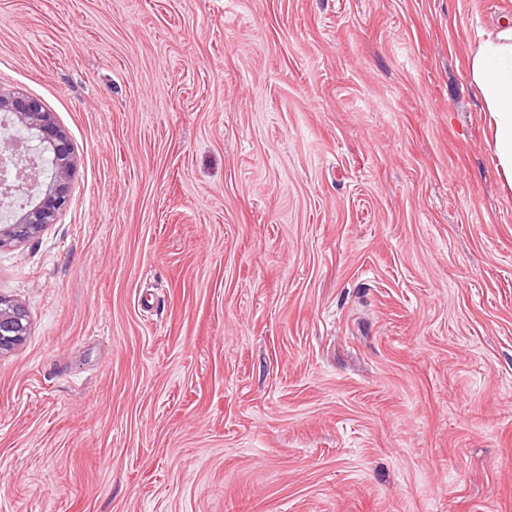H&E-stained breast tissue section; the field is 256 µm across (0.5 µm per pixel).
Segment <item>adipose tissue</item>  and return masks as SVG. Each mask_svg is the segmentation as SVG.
Segmentation results:
<instances>
[{
  "instance_id": "ef3b65f1",
  "label": "adipose tissue",
  "mask_w": 512,
  "mask_h": 512,
  "mask_svg": "<svg viewBox=\"0 0 512 512\" xmlns=\"http://www.w3.org/2000/svg\"><path fill=\"white\" fill-rule=\"evenodd\" d=\"M469 67L488 114L492 151L512 188V28L479 43L470 54Z\"/></svg>"
}]
</instances>
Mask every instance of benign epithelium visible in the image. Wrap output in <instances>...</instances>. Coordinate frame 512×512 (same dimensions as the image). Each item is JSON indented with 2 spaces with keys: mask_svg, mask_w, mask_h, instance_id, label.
<instances>
[{
  "mask_svg": "<svg viewBox=\"0 0 512 512\" xmlns=\"http://www.w3.org/2000/svg\"><path fill=\"white\" fill-rule=\"evenodd\" d=\"M0 112H8L13 122L38 141L30 152L39 161L31 162L21 173L23 185L33 192V201L25 211L12 210L13 193L20 187L0 184V208L11 210L0 224V248L26 241L46 225L55 223L68 200L75 161L66 133L56 124L52 113L33 99L14 92L0 91ZM27 331V315L18 305L0 297V352L16 347Z\"/></svg>",
  "mask_w": 512,
  "mask_h": 512,
  "instance_id": "benign-epithelium-1",
  "label": "benign epithelium"
}]
</instances>
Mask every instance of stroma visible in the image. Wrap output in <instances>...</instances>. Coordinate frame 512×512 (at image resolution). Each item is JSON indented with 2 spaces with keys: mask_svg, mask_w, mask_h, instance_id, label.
Masks as SVG:
<instances>
[{
  "mask_svg": "<svg viewBox=\"0 0 512 512\" xmlns=\"http://www.w3.org/2000/svg\"><path fill=\"white\" fill-rule=\"evenodd\" d=\"M512 0H0L76 159L0 249V512H512ZM469 67L488 112L498 168L512 188V28L479 43L470 54ZM26 331L25 311L0 297V352L16 347L27 334Z\"/></svg>",
  "mask_w": 512,
  "mask_h": 512,
  "instance_id": "35a3bbf8",
  "label": "stroma"
}]
</instances>
